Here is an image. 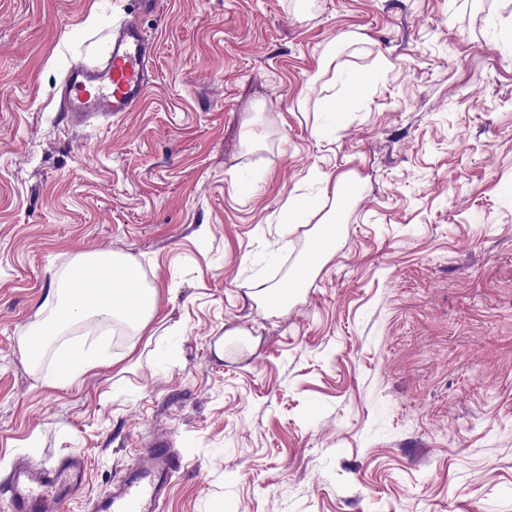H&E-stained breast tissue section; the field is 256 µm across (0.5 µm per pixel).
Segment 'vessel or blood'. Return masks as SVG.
<instances>
[{"instance_id":"b4317fda","label":"vessel or blood","mask_w":512,"mask_h":512,"mask_svg":"<svg viewBox=\"0 0 512 512\" xmlns=\"http://www.w3.org/2000/svg\"><path fill=\"white\" fill-rule=\"evenodd\" d=\"M158 4L134 0L99 49L70 60L57 89L59 110L69 128L107 122L140 107L151 84L155 54L143 19ZM184 467L172 436L154 437L113 488L91 503L89 512H163L172 477ZM86 469L79 454L50 463L18 460L7 486L6 512H43L49 503L57 512H68L83 491Z\"/></svg>"}]
</instances>
